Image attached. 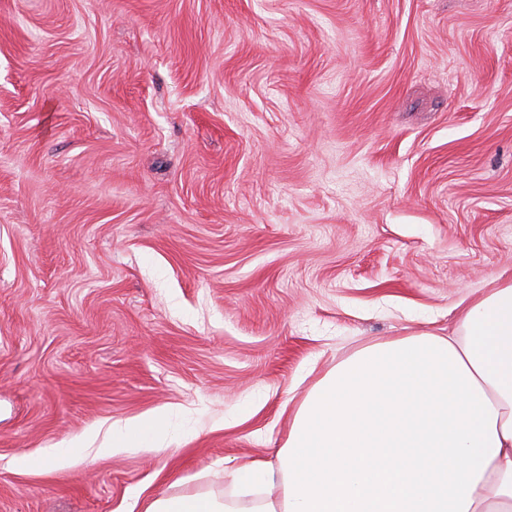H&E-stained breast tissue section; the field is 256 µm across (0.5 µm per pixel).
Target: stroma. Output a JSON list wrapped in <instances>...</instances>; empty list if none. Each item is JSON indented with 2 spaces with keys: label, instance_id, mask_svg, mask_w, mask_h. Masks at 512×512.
Segmentation results:
<instances>
[{
  "label": "stroma",
  "instance_id": "1",
  "mask_svg": "<svg viewBox=\"0 0 512 512\" xmlns=\"http://www.w3.org/2000/svg\"><path fill=\"white\" fill-rule=\"evenodd\" d=\"M503 275L512 0H0V512L228 493ZM156 410L154 452L15 464Z\"/></svg>",
  "mask_w": 512,
  "mask_h": 512
}]
</instances>
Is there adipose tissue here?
I'll return each instance as SVG.
<instances>
[{
    "label": "adipose tissue",
    "mask_w": 512,
    "mask_h": 512,
    "mask_svg": "<svg viewBox=\"0 0 512 512\" xmlns=\"http://www.w3.org/2000/svg\"><path fill=\"white\" fill-rule=\"evenodd\" d=\"M156 411L96 455L151 451ZM278 466L232 468L230 495L156 498L147 512H512V277L461 313L455 335L369 345L306 394Z\"/></svg>",
    "instance_id": "1"
}]
</instances>
